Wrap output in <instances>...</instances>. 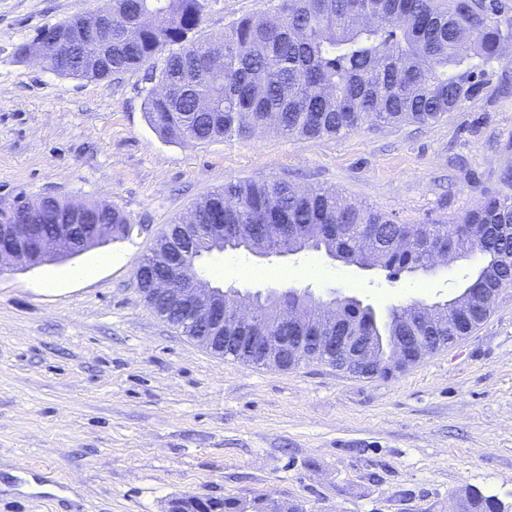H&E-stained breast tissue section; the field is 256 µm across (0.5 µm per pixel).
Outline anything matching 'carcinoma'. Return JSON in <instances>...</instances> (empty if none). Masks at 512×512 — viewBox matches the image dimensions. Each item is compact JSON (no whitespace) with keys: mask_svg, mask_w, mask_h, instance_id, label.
Segmentation results:
<instances>
[{"mask_svg":"<svg viewBox=\"0 0 512 512\" xmlns=\"http://www.w3.org/2000/svg\"><path fill=\"white\" fill-rule=\"evenodd\" d=\"M209 0H112V68L94 79L148 67V80L169 88L149 92L145 112L162 137L183 143L250 137L272 129L282 135L338 137L365 122L429 124L472 99L484 67L512 61V19L498 0H281L284 22H231L216 39L197 36ZM40 213L62 205L56 197L24 201ZM193 209L197 224H293V252L336 247L348 265L377 267L397 276L425 269L428 241L456 239L457 259H477L459 296H472L483 318L486 291L512 287V197L487 198L469 210L461 228L442 222L399 224L330 189L302 188L286 180L228 181ZM104 223L124 236L126 214L109 206ZM336 225V239L325 236ZM451 301L429 312L434 327L420 333L419 350L450 336H467L445 320ZM349 331L367 336L379 365L393 374L395 329L414 305L393 307L386 319L354 297L342 298ZM269 364L298 365L295 351L271 343ZM260 497L224 499V512H266ZM467 512H505L492 496L471 492Z\"/></svg>","mask_w":512,"mask_h":512,"instance_id":"carcinoma-1","label":"carcinoma"}]
</instances>
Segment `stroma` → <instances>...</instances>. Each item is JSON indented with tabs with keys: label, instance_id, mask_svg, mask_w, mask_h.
<instances>
[{
	"label": "stroma",
	"instance_id": "obj_1",
	"mask_svg": "<svg viewBox=\"0 0 512 512\" xmlns=\"http://www.w3.org/2000/svg\"><path fill=\"white\" fill-rule=\"evenodd\" d=\"M210 3L207 37L277 16L280 0ZM107 6L0 0V201L107 203L132 224L71 257L0 267V512H166L188 494L452 512L468 489L512 506V288L470 335L383 378L216 355L159 318L135 277L168 224L229 180L332 189L401 224H454L512 193V63L488 66L480 92L431 124L184 144L147 121L146 70L61 78L16 55L42 27ZM468 271L390 279L318 251L227 250L199 274L243 292L353 296L383 316L457 296Z\"/></svg>",
	"mask_w": 512,
	"mask_h": 512
}]
</instances>
